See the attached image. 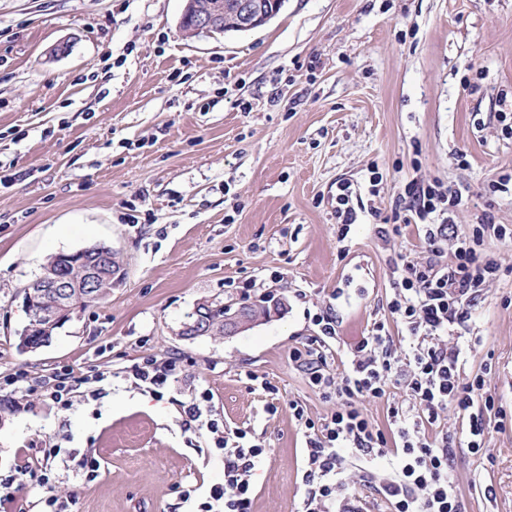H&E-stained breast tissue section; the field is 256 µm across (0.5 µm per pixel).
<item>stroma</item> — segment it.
Instances as JSON below:
<instances>
[{"label": "stroma", "instance_id": "obj_1", "mask_svg": "<svg viewBox=\"0 0 512 512\" xmlns=\"http://www.w3.org/2000/svg\"><path fill=\"white\" fill-rule=\"evenodd\" d=\"M182 10L0 0V378L91 365L110 375L104 394L69 410L33 393L17 411L0 389V475L48 435L101 459L92 482L59 473L72 512H175L183 489L224 481L207 435L182 424L207 388L225 425L266 449L254 512H299L305 438L290 405L313 418L336 408L289 358L314 334L309 311L330 303L342 321L332 368L388 319L391 254L421 243L409 227L384 250L375 226L408 183L461 189V227L489 210L512 230V196L487 191L512 172L496 120L512 112L500 95L512 88V0H286L265 26L224 35L187 34ZM61 42L67 53L53 55ZM340 182L358 215L343 243ZM95 244L122 262L109 295L20 352L25 287L52 254ZM491 245L503 266L473 312L481 342L466 370L487 368L507 417L488 455L454 450L466 512H512V243ZM250 281L251 298L284 301L278 317L233 336H179L199 301L242 303ZM172 353L184 373L163 398L127 379L138 358Z\"/></svg>", "mask_w": 512, "mask_h": 512}]
</instances>
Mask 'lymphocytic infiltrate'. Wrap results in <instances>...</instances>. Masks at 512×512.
Here are the masks:
<instances>
[{"instance_id":"obj_1","label":"lymphocytic infiltrate","mask_w":512,"mask_h":512,"mask_svg":"<svg viewBox=\"0 0 512 512\" xmlns=\"http://www.w3.org/2000/svg\"><path fill=\"white\" fill-rule=\"evenodd\" d=\"M405 192L415 214L423 251L418 257L400 256L395 263L393 293L386 303L389 321H379L351 349L342 371H331L325 353L338 340L341 321L334 306L317 309L312 346L294 349L290 359L325 398L334 400L330 415L312 419L299 403L291 408L303 428L302 512H365L363 498L349 494L343 453L353 449L369 460H384L393 474L376 486L389 512H462L461 495L450 474L452 441L442 426V415L454 409L460 440L471 453L488 449L494 426L506 415L502 405L485 390L484 372L466 374L467 345L472 311L502 269V257L486 247L489 239L503 240L507 229L491 212L478 215L470 230H461L455 215L464 206L461 190H443L435 184L412 183ZM448 248L450 261L440 250ZM399 326L392 336L391 326ZM184 359L142 358L131 366L129 379L155 396L182 374ZM107 375L92 366L81 374L67 370L39 383L45 401L70 409L82 389L105 381ZM401 386L407 399L391 400L390 386ZM386 402L387 426L376 427L354 404L355 399ZM185 429L206 431L211 446L224 458V481L209 487L204 502L194 489L183 490V503H196V512H253V470L264 455L262 445L247 430H227L213 405L209 390L196 393L183 409ZM91 481L100 474L94 451H63L60 445L38 441L34 454L18 457L10 474L0 478V498L15 491L34 492L41 512H70L72 498L56 492L58 470Z\"/></svg>"}]
</instances>
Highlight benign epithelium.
Masks as SVG:
<instances>
[{
    "label": "benign epithelium",
    "mask_w": 512,
    "mask_h": 512,
    "mask_svg": "<svg viewBox=\"0 0 512 512\" xmlns=\"http://www.w3.org/2000/svg\"><path fill=\"white\" fill-rule=\"evenodd\" d=\"M284 0H276L270 7L267 0H185L181 17L183 30L190 35L201 33L223 34L229 31H248L264 25L278 12ZM80 250L71 254L77 272L61 277L50 271L40 283L26 290L23 307L32 326L45 323L48 330L61 325L80 310L84 301L95 296V290L113 279L115 269L106 273L83 266ZM259 323L246 309L238 307L224 314L218 321H207L193 309L181 331L190 336H234Z\"/></svg>",
    "instance_id": "obj_1"
}]
</instances>
